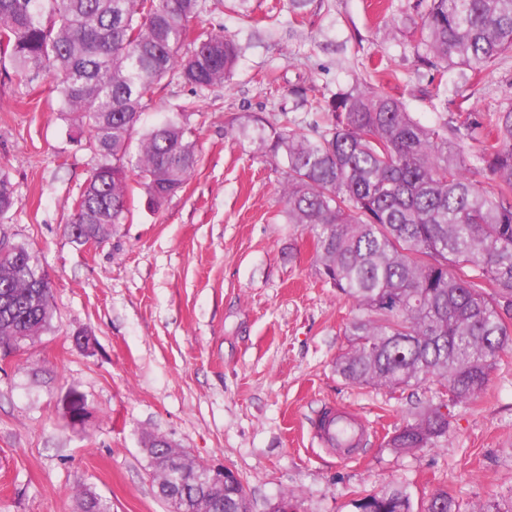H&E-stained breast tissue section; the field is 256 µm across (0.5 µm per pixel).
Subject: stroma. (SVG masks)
Instances as JSON below:
<instances>
[{"label":"stroma","mask_w":512,"mask_h":512,"mask_svg":"<svg viewBox=\"0 0 512 512\" xmlns=\"http://www.w3.org/2000/svg\"><path fill=\"white\" fill-rule=\"evenodd\" d=\"M414 2L310 0L300 26L288 0L205 17L241 52L233 78L196 97V171L160 207L135 195L127 222L93 246L65 230L90 152L70 138L48 79L26 87L0 67V168L20 199L0 236L29 248L52 282L49 329L0 355V512H78L81 490L111 512H167L147 474L148 435L234 470L249 512L287 495L298 512H355L387 483L417 507L443 488L459 512H512V357L477 400L452 408L434 446L390 448L395 429L438 403V386H354L337 374L356 307L319 278L310 235L287 223L280 159L258 155L254 131L240 129L282 110L303 119L307 99L375 68L381 90L427 125L460 103L478 115L512 97V58L477 84L419 66ZM189 97L178 83L155 88L144 128ZM79 332L90 348L73 343ZM71 391L87 399L84 423L67 416ZM336 407L368 424L347 454L315 434Z\"/></svg>","instance_id":"1"}]
</instances>
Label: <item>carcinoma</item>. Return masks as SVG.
I'll list each match as a JSON object with an SVG mask.
<instances>
[{
	"label": "carcinoma",
	"mask_w": 512,
	"mask_h": 512,
	"mask_svg": "<svg viewBox=\"0 0 512 512\" xmlns=\"http://www.w3.org/2000/svg\"><path fill=\"white\" fill-rule=\"evenodd\" d=\"M414 52L443 73L490 72L512 54V0H417ZM224 0H0V63L19 82L53 81L61 112L94 159L73 201L66 231L104 241L130 213V181L162 205L199 162L187 123L168 119L141 130L149 94L166 81L195 97L230 81L240 47L219 24L197 29ZM379 72L329 102L311 106L302 126L282 113L257 152L283 160L280 195L287 223L312 237L320 278L359 311L336 362L352 385L391 390L428 380L446 403L396 429L398 452L432 447L448 433L441 408L466 405L485 390L502 354L512 351V99L475 117L463 106L426 126L403 101L379 89ZM488 131L481 136L482 131ZM139 138L137 152L131 151ZM468 141L479 143L472 154ZM10 174L0 170V221L18 206ZM51 282L35 256L14 244L0 253V348L45 332ZM143 440L151 477L168 512H246L245 488L229 476H182L168 451ZM357 512H413L403 486L384 485L354 503ZM80 512H110L82 495ZM421 512H459L436 490Z\"/></svg>",
	"instance_id": "cac0c4a2"
}]
</instances>
